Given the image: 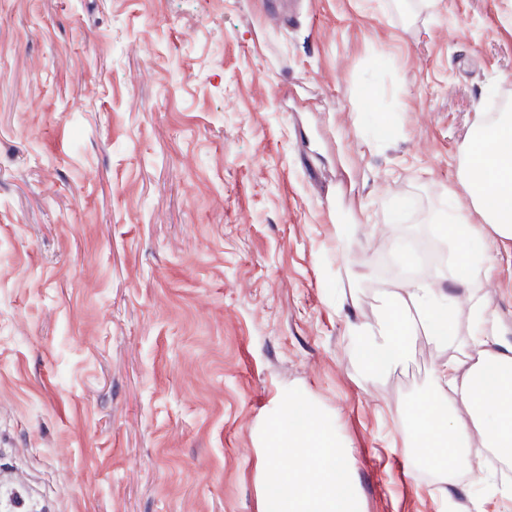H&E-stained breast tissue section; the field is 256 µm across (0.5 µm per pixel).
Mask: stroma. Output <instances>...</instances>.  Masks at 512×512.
I'll return each instance as SVG.
<instances>
[{"label":"stroma","instance_id":"35a3bbf8","mask_svg":"<svg viewBox=\"0 0 512 512\" xmlns=\"http://www.w3.org/2000/svg\"><path fill=\"white\" fill-rule=\"evenodd\" d=\"M496 98L502 0H0V483L48 512H260L302 398L363 512H512L400 446L447 351L368 383L347 333L417 248L447 268L429 217L469 208ZM482 294L511 347V258Z\"/></svg>","mask_w":512,"mask_h":512}]
</instances>
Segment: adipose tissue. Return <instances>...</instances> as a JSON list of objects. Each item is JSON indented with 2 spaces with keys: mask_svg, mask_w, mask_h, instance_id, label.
<instances>
[{
  "mask_svg": "<svg viewBox=\"0 0 512 512\" xmlns=\"http://www.w3.org/2000/svg\"><path fill=\"white\" fill-rule=\"evenodd\" d=\"M459 181L477 221L455 207L433 217L447 243L451 273L430 270L380 290L374 321L350 323L359 337L366 380L394 374L409 358L418 336L439 348L455 345L433 376L424 416L405 430L403 442L428 468L474 471L473 449L490 448L512 458V353L490 349L487 308L478 290L501 252L512 249V113L477 117L464 143ZM469 290L460 315L457 287ZM287 435L272 434L266 450L263 512H362L348 451L324 417L303 400L285 412ZM294 457L281 468V454Z\"/></svg>",
  "mask_w": 512,
  "mask_h": 512,
  "instance_id": "ef3b65f1",
  "label": "adipose tissue"
}]
</instances>
